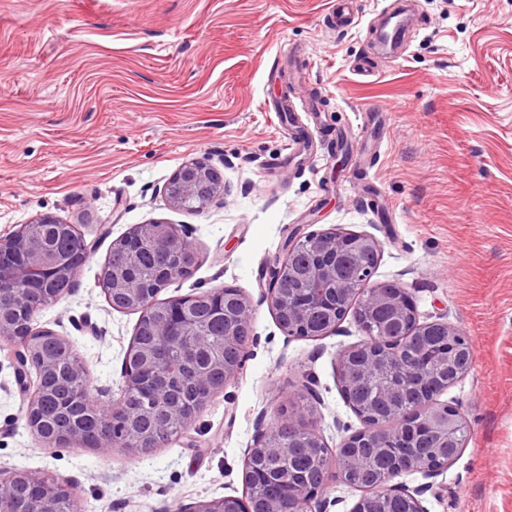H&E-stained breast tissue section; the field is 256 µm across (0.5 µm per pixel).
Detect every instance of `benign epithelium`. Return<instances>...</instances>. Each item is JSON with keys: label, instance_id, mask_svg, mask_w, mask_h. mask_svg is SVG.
Masks as SVG:
<instances>
[{"label": "benign epithelium", "instance_id": "1", "mask_svg": "<svg viewBox=\"0 0 512 512\" xmlns=\"http://www.w3.org/2000/svg\"><path fill=\"white\" fill-rule=\"evenodd\" d=\"M220 171L217 167L201 161L191 160L182 164L164 186V194L170 206L183 209L193 202L203 206L210 202L221 190ZM120 247L127 251H151L158 261L157 284H168L190 273L191 267L180 260V257L193 253L189 243L176 232L164 231L158 223L141 224L126 236L117 240ZM310 245L320 262L312 267L311 276L319 283H330L336 286V296L349 297L360 295L361 305L365 308L375 305H389L395 312L406 318H415L414 308L407 293L392 284L372 286L370 281L373 272L365 269L360 273V280L343 279L336 272V264L332 258L343 251L355 250L368 255H379L380 243L367 235L325 232L310 235L294 243L289 252ZM89 253H80L77 261L72 262L59 256L50 255L30 243L18 239L15 234L0 237V343L11 347L8 359L14 367L15 382L27 396L25 422L27 427L43 443L47 445L80 446L84 442L82 418L88 409V400L100 404H112V417H101L96 436L100 448H122L144 451L156 448L166 437V433L158 430L150 435L119 433L114 430V417L123 412L122 402L111 400V389L107 387L85 385L77 396L67 395L59 400V413L63 426L58 431L47 433L42 428L39 403L31 395L32 384L29 381L28 363L32 362L28 344L30 332L24 325L10 317L14 310L13 303H22L24 297L36 298L46 292L44 288L30 286L26 288V296L17 294L16 285L27 281L30 271L40 269L47 275V281L56 285L75 278ZM284 265L274 270V276L267 289L266 301L274 312L281 328L290 336H302L306 333L305 321L308 308L313 305L329 304L324 294L310 299L293 300L285 298L281 286ZM109 293L112 295V308H118L117 298H136L140 301L138 310L146 314L152 303L147 301L148 291L123 270L112 271ZM206 301L214 316L221 317L224 312V290H207L198 294L173 300L168 303V313L163 317L149 319L151 336L154 342L146 346H132L128 349L123 370L122 392L135 391L140 386V374L144 371L152 376L150 398L168 405L170 418L187 427L196 415L205 407L207 401H199L189 406L181 405L171 398L172 377L164 369L163 363L169 352L176 346L181 347L179 368L193 378L205 381L211 378L214 371L224 373V379L213 387L216 393L224 389L228 380L235 377L240 369L236 363L224 360V350L215 348L204 332L200 321L193 314L194 303ZM235 315L232 326L224 332V345L245 347L250 339L254 309L251 302L239 290L231 296ZM437 325L447 330L448 341L444 343L436 355L448 359L458 347L461 337L459 330L446 321L417 323L414 329L422 331L429 326ZM365 334L360 343L343 350L338 356L339 372L345 374L355 368L362 377L370 378L386 371L393 376L389 389L382 398L392 400L403 389L413 383H422L429 379L428 359L418 366L408 364L403 358L405 341L385 339L382 333L373 326L361 325ZM376 437L375 447L395 448L400 442V434L396 429L366 417L363 430L349 436L338 448L341 455H350L362 461V449L370 446L369 438ZM287 448L281 434L274 433L263 426H258V434L253 447L247 456L255 454L282 458ZM398 467L408 472H419L432 476L438 468L427 463L419 455H405L400 459ZM24 473L14 471L7 477H0V502L16 497L20 481ZM56 483L43 486L40 492L30 501L28 512H58ZM317 492L305 491L300 495H285L265 499L259 504H249L236 497L202 500L194 506L183 509V512H308V501Z\"/></svg>", "mask_w": 512, "mask_h": 512}]
</instances>
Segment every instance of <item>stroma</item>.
I'll return each mask as SVG.
<instances>
[{"label": "stroma", "instance_id": "obj_1", "mask_svg": "<svg viewBox=\"0 0 512 512\" xmlns=\"http://www.w3.org/2000/svg\"><path fill=\"white\" fill-rule=\"evenodd\" d=\"M392 0H0V236L43 213L76 225L89 257L38 326L68 337L93 384L120 396L139 314L99 286L113 241L172 225L197 256L158 301L234 288L255 309L239 375L188 429L147 453L46 447L0 362V473H46L74 512H180L245 493L259 423L301 410L331 449L363 429L338 382L353 314L317 338L286 335L264 299L287 245L327 231L381 245L373 284L404 288L418 322L447 320L475 363L439 403L463 417L460 455L393 488L424 512H512V0H412L396 60L371 36ZM368 63L374 76L359 75ZM293 101L315 157L292 161L269 101ZM223 192L170 207L185 162Z\"/></svg>", "mask_w": 512, "mask_h": 512}]
</instances>
